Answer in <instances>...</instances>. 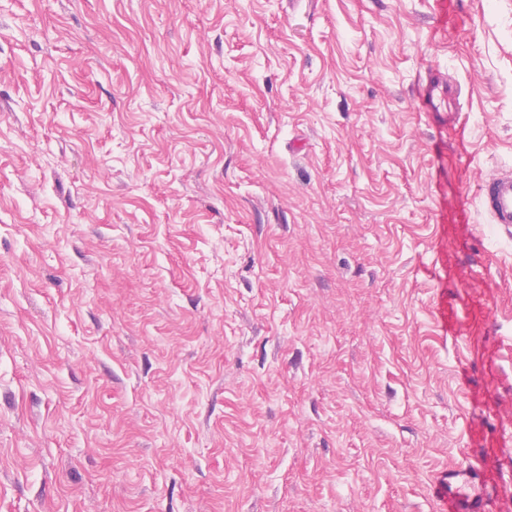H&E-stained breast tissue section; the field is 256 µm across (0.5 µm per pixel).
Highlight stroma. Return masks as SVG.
Segmentation results:
<instances>
[{
	"label": "stroma",
	"instance_id": "35a3bbf8",
	"mask_svg": "<svg viewBox=\"0 0 512 512\" xmlns=\"http://www.w3.org/2000/svg\"><path fill=\"white\" fill-rule=\"evenodd\" d=\"M498 172L512 0H0V512H512ZM479 198L482 207L489 215L492 224L512 233V175H490L479 185ZM438 512H482L485 495L477 471L464 462L448 468L439 481Z\"/></svg>",
	"mask_w": 512,
	"mask_h": 512
}]
</instances>
